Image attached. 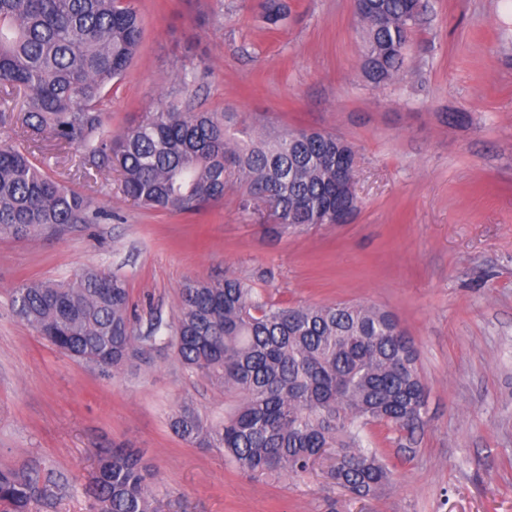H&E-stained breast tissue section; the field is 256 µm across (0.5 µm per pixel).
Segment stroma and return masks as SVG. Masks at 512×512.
I'll return each mask as SVG.
<instances>
[{
	"label": "stroma",
	"instance_id": "1",
	"mask_svg": "<svg viewBox=\"0 0 512 512\" xmlns=\"http://www.w3.org/2000/svg\"><path fill=\"white\" fill-rule=\"evenodd\" d=\"M135 0L139 52L103 101L119 132L197 75L190 105L263 127L311 128L357 153L359 208L345 224L277 234L238 207L241 180L194 215L138 207L116 172L88 178L81 151L43 137V169L103 217L35 240L0 237V465L51 473L32 512H90L84 487L102 449H141L159 512H512V0H425L402 74L361 72L353 0ZM87 267L124 279L142 322H172L189 280L232 274L286 306L340 300L391 311L413 342L427 410L413 452L372 426L392 471L357 499L323 470L249 476L218 448L186 444L183 404L224 418V390L157 346L136 374L104 375L14 314L22 281Z\"/></svg>",
	"mask_w": 512,
	"mask_h": 512
}]
</instances>
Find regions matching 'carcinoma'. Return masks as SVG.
Here are the masks:
<instances>
[{
    "instance_id": "carcinoma-1",
    "label": "carcinoma",
    "mask_w": 512,
    "mask_h": 512,
    "mask_svg": "<svg viewBox=\"0 0 512 512\" xmlns=\"http://www.w3.org/2000/svg\"><path fill=\"white\" fill-rule=\"evenodd\" d=\"M415 0L363 4L361 70L376 86L402 71ZM143 23L134 0H0V122L28 140L49 133L83 152V166H107L149 210L197 214L224 198L226 173L246 191L239 209L266 204L282 230L334 224L336 208L356 207L336 190V165L349 151L330 133L267 129L256 141L231 138L232 116L168 101L115 135L100 108L106 89L135 58ZM100 217L93 201L49 176L33 150L0 145V236L55 235ZM11 306L57 349L103 373L141 361L161 342L188 372L224 387V421L192 406L171 417L184 442L222 448L240 472L300 476L334 451L336 483L358 497L390 482L362 432L383 425L414 441L427 409L417 354L395 317L374 305L332 302L283 306L244 280H189L175 322L143 332L125 280L88 268L60 284L26 282ZM153 472L136 448L99 456L86 494L93 512H155ZM50 495L34 471L0 467V512H31Z\"/></svg>"
}]
</instances>
